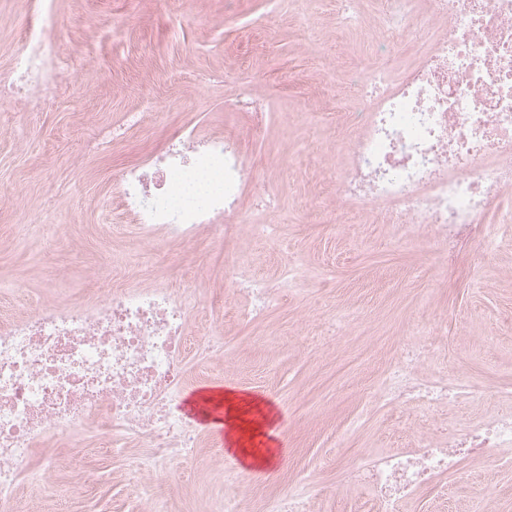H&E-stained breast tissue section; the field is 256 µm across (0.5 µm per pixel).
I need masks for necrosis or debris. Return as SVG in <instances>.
I'll use <instances>...</instances> for the list:
<instances>
[{
	"label": "necrosis or debris",
	"mask_w": 512,
	"mask_h": 512,
	"mask_svg": "<svg viewBox=\"0 0 512 512\" xmlns=\"http://www.w3.org/2000/svg\"><path fill=\"white\" fill-rule=\"evenodd\" d=\"M375 2L380 25L370 56L350 61L348 93L360 105L333 115L346 155L336 210L404 232L429 225L446 248L472 239L497 249L493 224H512L505 195L512 188V0H431L435 22L416 27L410 19L418 0ZM55 22V0H42L11 77L0 80V99H22L37 112L67 88L71 77L49 37ZM403 27L421 51L393 71L388 63L403 54ZM253 183L241 139L181 128L146 161L123 168L113 192L142 245L188 244L206 228L228 238L241 226L271 222V200L251 195ZM249 195L251 211L243 208ZM300 277L286 257L274 279L248 282L252 304L240 319H261ZM199 304L189 289L164 279L151 288L115 281L81 302H46L18 317L0 313V512H17L21 472L38 479L64 463L49 455L29 470L33 450L49 439L70 441L86 426L98 448L145 449L131 466L146 484L174 458L192 454L197 434L173 411L184 358L196 349L208 361L227 360L219 324L204 322L199 335L190 334L189 310ZM423 353L420 342H406L368 400L442 409L478 396V384L454 376H416ZM490 452L512 456V405L442 437L421 434L415 447L364 458L347 476L364 490L367 512H407L419 490L463 458ZM247 485L242 479L225 490L214 512H310L304 490L257 503Z\"/></svg>",
	"instance_id": "4bbe7bcc"
}]
</instances>
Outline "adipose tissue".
Masks as SVG:
<instances>
[{
  "mask_svg": "<svg viewBox=\"0 0 512 512\" xmlns=\"http://www.w3.org/2000/svg\"><path fill=\"white\" fill-rule=\"evenodd\" d=\"M215 402L224 410L223 421L229 448L255 465H271L278 434V414L271 403L233 388L217 394Z\"/></svg>",
  "mask_w": 512,
  "mask_h": 512,
  "instance_id": "ef3b65f1",
  "label": "adipose tissue"
}]
</instances>
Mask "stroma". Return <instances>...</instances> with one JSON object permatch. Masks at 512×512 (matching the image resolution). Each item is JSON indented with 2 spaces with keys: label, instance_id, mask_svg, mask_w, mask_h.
Instances as JSON below:
<instances>
[{
  "label": "stroma",
  "instance_id": "obj_1",
  "mask_svg": "<svg viewBox=\"0 0 512 512\" xmlns=\"http://www.w3.org/2000/svg\"><path fill=\"white\" fill-rule=\"evenodd\" d=\"M37 5L0 0V78ZM56 12L51 36L74 85L40 112L0 100V297L20 315L36 299H86L103 277L148 287L155 261L166 258L174 285L225 304L212 317L232 365L188 355L183 393L232 386L269 399L288 445L287 460L267 470L199 430L194 458L176 459L151 486L168 512H211L242 474L253 500L305 482L318 490L311 512H346L357 496L349 466L413 447L417 431L484 413L481 400L460 410L364 407L363 388L378 384L410 329L428 347L420 377L454 373L495 396L512 387V228L493 251L461 244L452 263L429 228L403 238L389 224L331 221L323 188L336 172L332 128L302 104L335 89L337 54L359 55L366 40L365 25L338 13L336 0H283L276 13L266 0H57ZM242 91L264 107L245 150L280 221L274 239L243 236L240 273L275 277L283 246L303 272L256 324L232 314L244 300L224 276L218 239L206 231L190 245L143 249L112 196L119 172L156 152L172 129L241 133L248 122L233 103ZM129 112L140 113V126L106 138ZM116 224L123 234L113 235ZM334 315L350 323L331 340L325 328ZM263 333L273 344L255 343ZM78 440L67 467L21 482L20 512H142L128 468L136 449H90L87 431ZM408 512H512V461L465 460L419 492Z\"/></svg>",
  "mask_w": 512,
  "mask_h": 512
}]
</instances>
